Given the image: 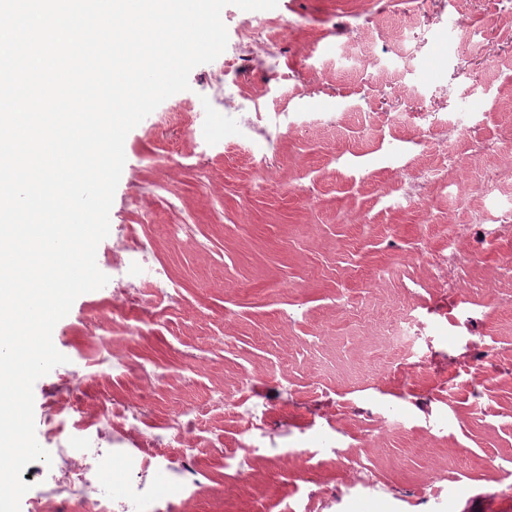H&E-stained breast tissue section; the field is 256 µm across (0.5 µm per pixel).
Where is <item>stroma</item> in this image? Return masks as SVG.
Returning a JSON list of instances; mask_svg holds the SVG:
<instances>
[{
    "label": "stroma",
    "mask_w": 512,
    "mask_h": 512,
    "mask_svg": "<svg viewBox=\"0 0 512 512\" xmlns=\"http://www.w3.org/2000/svg\"><path fill=\"white\" fill-rule=\"evenodd\" d=\"M221 18L232 45L278 19L282 48L240 58L219 98L215 63L195 67L127 135L96 253L109 281L56 324L68 361L35 382V420L68 371L89 403L132 386L95 366L91 332L113 249L139 239L168 273L162 318L106 335L115 358L166 373L150 425L217 389L239 401L213 411L189 491L161 476L156 512H512V235L494 206L512 199V0H278ZM457 229L460 293L437 273ZM408 313L414 359L385 336Z\"/></svg>",
    "instance_id": "stroma-1"
}]
</instances>
